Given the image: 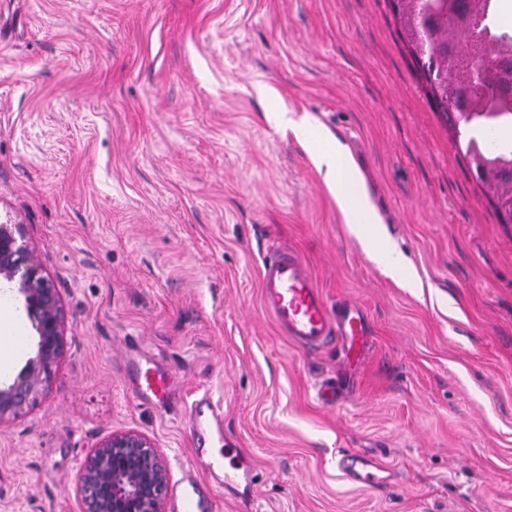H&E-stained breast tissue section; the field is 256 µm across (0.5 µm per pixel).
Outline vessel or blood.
Returning a JSON list of instances; mask_svg holds the SVG:
<instances>
[{
  "label": "vessel or blood",
  "instance_id": "b4317fda",
  "mask_svg": "<svg viewBox=\"0 0 512 512\" xmlns=\"http://www.w3.org/2000/svg\"><path fill=\"white\" fill-rule=\"evenodd\" d=\"M260 300L282 336L299 349L311 352L329 345L339 348L346 366L360 364L367 350L369 321L366 310L354 302L331 307L316 283L305 259L294 249L275 243L267 246L260 268ZM123 384L143 403L166 408L176 395V377L150 358L128 351ZM186 427L196 445L224 436V412L209 396L195 400L186 418ZM342 473L353 481L377 483V464L357 455L337 462ZM212 474H223L227 494L249 498L253 495L254 469L248 465L224 473L223 464L211 459ZM212 504L195 481H188L180 499L179 512H211Z\"/></svg>",
  "mask_w": 512,
  "mask_h": 512
}]
</instances>
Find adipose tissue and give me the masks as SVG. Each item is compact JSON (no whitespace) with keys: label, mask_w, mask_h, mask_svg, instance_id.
<instances>
[{"label":"adipose tissue","mask_w":512,"mask_h":512,"mask_svg":"<svg viewBox=\"0 0 512 512\" xmlns=\"http://www.w3.org/2000/svg\"><path fill=\"white\" fill-rule=\"evenodd\" d=\"M279 123L288 126L305 145L313 163L333 192L339 210L352 232L360 236L364 249L388 269L405 268V256L389 249L376 235L364 233L366 225L378 223L359 178L356 164L345 148L334 138L323 136L309 118L293 119L279 115Z\"/></svg>","instance_id":"ef3b65f1"}]
</instances>
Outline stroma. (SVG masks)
<instances>
[{
	"label": "stroma",
	"mask_w": 512,
	"mask_h": 512,
	"mask_svg": "<svg viewBox=\"0 0 512 512\" xmlns=\"http://www.w3.org/2000/svg\"><path fill=\"white\" fill-rule=\"evenodd\" d=\"M350 152L382 235L420 285L362 250L274 117ZM21 224L67 315L48 390L0 425V512H81L108 434L163 451L212 512H512V224L501 223L411 55L393 0H0V223ZM329 304L369 315L336 406V349L305 352L260 304L269 242ZM172 370L136 403L127 346ZM257 473L225 495L185 415L201 395ZM379 462L367 486L340 454Z\"/></svg>",
	"instance_id": "35a3bbf8"
}]
</instances>
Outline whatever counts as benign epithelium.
I'll return each instance as SVG.
<instances>
[{
	"label": "benign epithelium",
	"mask_w": 512,
	"mask_h": 512,
	"mask_svg": "<svg viewBox=\"0 0 512 512\" xmlns=\"http://www.w3.org/2000/svg\"><path fill=\"white\" fill-rule=\"evenodd\" d=\"M22 224H0V281L24 301L37 350L13 381L0 385V425L21 417L47 391L53 367L66 353V313L42 274ZM170 477L163 452L133 430L102 438L84 458L77 483L82 512H164Z\"/></svg>",
	"instance_id": "benign-epithelium-1"
}]
</instances>
